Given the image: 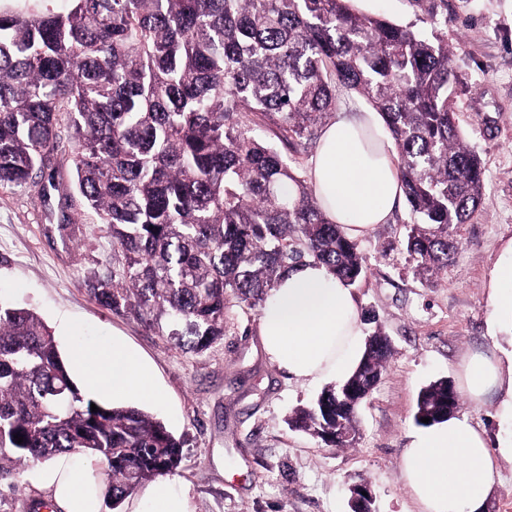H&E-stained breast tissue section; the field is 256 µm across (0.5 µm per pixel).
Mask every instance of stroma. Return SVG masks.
Segmentation results:
<instances>
[{"mask_svg":"<svg viewBox=\"0 0 512 512\" xmlns=\"http://www.w3.org/2000/svg\"><path fill=\"white\" fill-rule=\"evenodd\" d=\"M434 0H369L366 13L418 24ZM447 38L461 81L456 113L467 142L481 157L484 203L454 227L457 258L429 278L406 250V202L360 247L364 276L353 286L363 334L381 327L392 356L359 410V435L331 447L286 420L322 390L298 383L273 366L258 336V311L236 314L224 340L186 353L139 321L104 310L81 281L111 261L97 216L79 204L70 166L58 168L57 188L41 198L38 185L0 188V303L34 310L54 336L85 347L120 335L152 362L166 391L157 414L183 442L172 488L186 489L192 512H351L350 488L367 485L375 512H418L401 474L402 453L419 427V391L445 378L458 381L461 360L474 353L512 355V311L494 310L489 281L502 248L512 241V0H446ZM74 218L70 237L57 224L62 209ZM461 415L488 436L499 479L485 512H512V410L498 393L482 404L461 398ZM25 467L21 491L0 485V512H31L51 491Z\"/></svg>","mask_w":512,"mask_h":512,"instance_id":"stroma-1","label":"stroma"}]
</instances>
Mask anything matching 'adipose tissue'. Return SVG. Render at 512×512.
Listing matches in <instances>:
<instances>
[{"mask_svg":"<svg viewBox=\"0 0 512 512\" xmlns=\"http://www.w3.org/2000/svg\"><path fill=\"white\" fill-rule=\"evenodd\" d=\"M309 184L330 221L348 238L360 239L385 223L402 191L397 156L375 113L340 107L320 133ZM259 334L269 361L304 383L347 379L361 361L365 342L361 312L350 288L321 264L284 271L261 310ZM77 385L90 398L113 402H162L164 389L151 365L122 338L93 350L67 345ZM460 387L472 403L492 390L512 406V358L501 363L482 354L461 365ZM97 466L73 455L36 470L62 512H100L103 486ZM498 472L489 441L466 417L451 416L410 437L402 477L421 512H483Z\"/></svg>","mask_w":512,"mask_h":512,"instance_id":"ef3b65f1","label":"adipose tissue"}]
</instances>
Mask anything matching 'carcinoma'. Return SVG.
I'll use <instances>...</instances> for the list:
<instances>
[{
	"instance_id": "obj_1",
	"label": "carcinoma",
	"mask_w": 512,
	"mask_h": 512,
	"mask_svg": "<svg viewBox=\"0 0 512 512\" xmlns=\"http://www.w3.org/2000/svg\"><path fill=\"white\" fill-rule=\"evenodd\" d=\"M67 2L0 12V188L46 169L53 187L58 159L71 162L81 204L122 258L82 280L104 309L200 353L224 339L234 308L263 307L294 264L322 263L354 285L365 256L299 167L335 117L338 86L378 112L395 142L418 274L457 252L449 229L478 212L484 167L456 119L448 13L428 8L417 29L350 0ZM390 354L376 330L354 373L288 425L354 444ZM458 405L450 381H433L415 422H442ZM182 448L153 414L83 395L43 320L0 305V480L16 490L22 466L78 454L106 464L114 510L174 474Z\"/></svg>"
}]
</instances>
